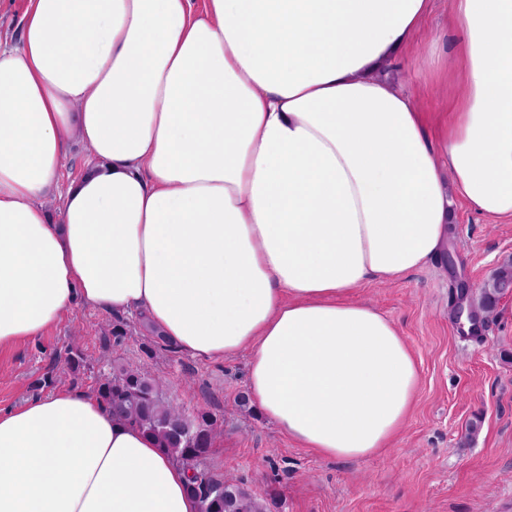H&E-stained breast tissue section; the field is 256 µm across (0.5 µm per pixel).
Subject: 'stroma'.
I'll use <instances>...</instances> for the list:
<instances>
[{"instance_id":"obj_1","label":"stroma","mask_w":512,"mask_h":512,"mask_svg":"<svg viewBox=\"0 0 512 512\" xmlns=\"http://www.w3.org/2000/svg\"><path fill=\"white\" fill-rule=\"evenodd\" d=\"M448 14L449 0H434L424 35L387 64L405 88L412 59L424 63L420 104L428 112L448 103L443 68L455 41ZM448 248L454 264L441 255L402 280L359 293L399 327L420 370L411 415L380 455H315L246 402V355L208 363L178 351L148 355L136 319L82 305L41 338L0 351V410L59 388L92 395L112 367L137 368L161 379L185 408L223 416L224 445L209 466L218 477L243 481L266 512H512V295L474 336L451 313L459 283L479 289L512 259V222L456 205ZM71 345L85 358L77 370L65 360ZM474 420L481 426L470 439Z\"/></svg>"}]
</instances>
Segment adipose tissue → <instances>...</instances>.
<instances>
[{"instance_id": "1", "label": "adipose tissue", "mask_w": 512, "mask_h": 512, "mask_svg": "<svg viewBox=\"0 0 512 512\" xmlns=\"http://www.w3.org/2000/svg\"><path fill=\"white\" fill-rule=\"evenodd\" d=\"M431 0H27L0 47V350L79 305L144 312L328 459L390 448L418 364L358 300L424 268L453 208L512 220V0H451L448 111L382 68ZM92 162L58 191L70 145ZM60 196V219L45 206ZM97 397L0 410V512H199Z\"/></svg>"}]
</instances>
